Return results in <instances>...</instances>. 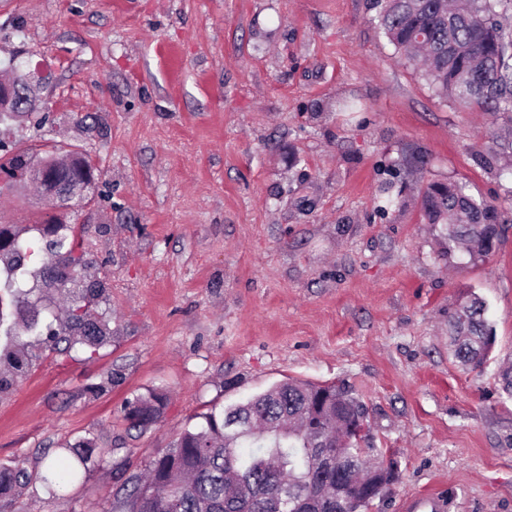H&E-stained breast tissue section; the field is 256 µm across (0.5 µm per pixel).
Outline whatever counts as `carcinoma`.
Listing matches in <instances>:
<instances>
[{
    "mask_svg": "<svg viewBox=\"0 0 512 512\" xmlns=\"http://www.w3.org/2000/svg\"><path fill=\"white\" fill-rule=\"evenodd\" d=\"M512 0H374L373 22L394 46L396 53L420 63L430 86L443 97L461 106L475 102L486 111L512 121V24L498 11ZM28 152L17 149L0 156V170L23 167ZM420 205L429 224H440L448 242L463 244L472 260L483 259L498 244L501 206L477 198L466 184L457 181L430 182L420 190ZM0 247V304L10 297L20 321L6 325V342L0 344V362L15 374L26 368L28 343L25 336L41 335L39 319L26 298L16 294V284L29 276L32 289H70L72 308L60 333L72 345L95 353L111 342L110 319L90 318L82 312V302L100 297L105 285L90 282L78 287L79 272L86 265L76 239L49 243L48 258L41 260L43 248L36 242ZM451 322L453 357L463 368L476 369L487 359L495 340L487 321L486 303L473 296ZM324 395L319 410L320 427L335 433L336 447H342L343 433L328 417L341 405L347 418L356 422L368 416L366 406L344 387L288 380L276 383L244 403L210 412L203 422L184 430L166 448L158 449L147 463V476H129L114 495L112 512H272L281 486L296 490L294 512H336V502L312 499L311 488L341 481L343 504L352 501L349 479L365 472L366 465L383 461L378 448L356 444L344 451L341 467L355 472L340 474L336 464L317 462L318 444L313 436L294 432L296 422L309 413L311 399ZM166 408L163 394L152 392L125 408L130 427L143 431L155 423ZM103 450L86 447L77 463H48L39 479L48 487L61 488L82 477L93 455ZM246 482L252 492L240 498L236 480ZM31 480L18 465L0 468V492L24 488Z\"/></svg>",
    "mask_w": 512,
    "mask_h": 512,
    "instance_id": "cac0c4a2",
    "label": "carcinoma"
}]
</instances>
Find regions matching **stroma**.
Masks as SVG:
<instances>
[{"label":"stroma","mask_w":512,"mask_h":512,"mask_svg":"<svg viewBox=\"0 0 512 512\" xmlns=\"http://www.w3.org/2000/svg\"><path fill=\"white\" fill-rule=\"evenodd\" d=\"M373 15L370 0H0V64L31 79L44 119L0 141L96 158L83 277L105 283L94 310L112 326L93 354L32 338L0 386V463L36 474L103 450L79 482H32L0 512H112L203 414L288 379L366 405L360 445L399 474L370 512L430 487L450 512H512V207L472 263L419 201L448 180L504 199L512 135L435 95ZM51 211L31 185L0 195V224L31 240ZM472 293L495 342L468 370L448 321ZM153 390L162 418L130 429L125 406Z\"/></svg>","instance_id":"obj_1"}]
</instances>
